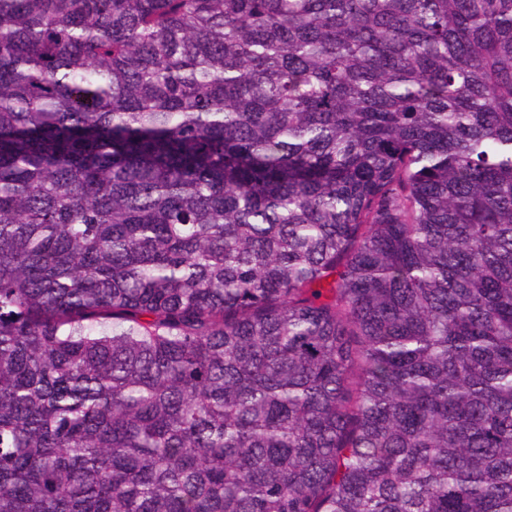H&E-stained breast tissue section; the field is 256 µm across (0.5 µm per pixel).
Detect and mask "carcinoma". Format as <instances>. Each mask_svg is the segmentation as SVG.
<instances>
[{
  "label": "carcinoma",
  "instance_id": "cac0c4a2",
  "mask_svg": "<svg viewBox=\"0 0 512 512\" xmlns=\"http://www.w3.org/2000/svg\"><path fill=\"white\" fill-rule=\"evenodd\" d=\"M0 512H512V0H0Z\"/></svg>",
  "mask_w": 512,
  "mask_h": 512
}]
</instances>
